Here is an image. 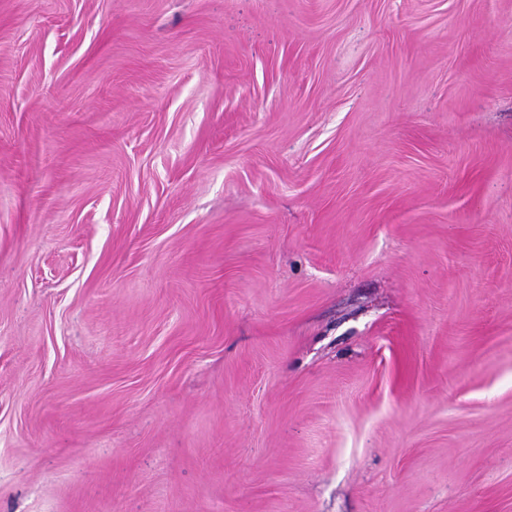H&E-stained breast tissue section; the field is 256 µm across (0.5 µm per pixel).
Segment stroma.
I'll return each mask as SVG.
<instances>
[{
    "label": "stroma",
    "instance_id": "obj_1",
    "mask_svg": "<svg viewBox=\"0 0 512 512\" xmlns=\"http://www.w3.org/2000/svg\"><path fill=\"white\" fill-rule=\"evenodd\" d=\"M0 512H512V0H0Z\"/></svg>",
    "mask_w": 512,
    "mask_h": 512
}]
</instances>
